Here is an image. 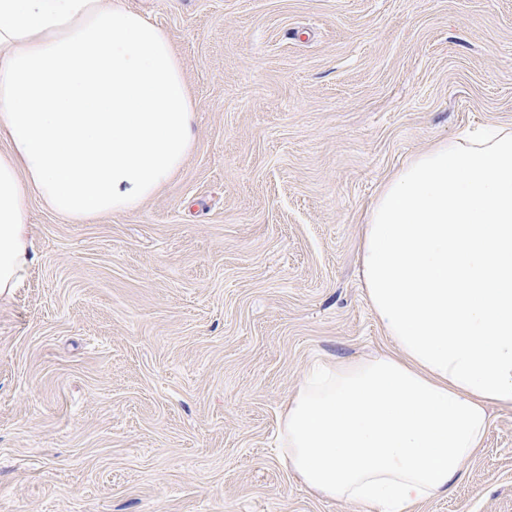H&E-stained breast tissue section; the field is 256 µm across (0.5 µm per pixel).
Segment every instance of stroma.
<instances>
[{
  "label": "stroma",
  "mask_w": 512,
  "mask_h": 512,
  "mask_svg": "<svg viewBox=\"0 0 512 512\" xmlns=\"http://www.w3.org/2000/svg\"><path fill=\"white\" fill-rule=\"evenodd\" d=\"M161 26L193 148L137 210L71 224L28 197L0 298V512H361L281 461L315 361L393 350L357 274L384 180L512 126V0H123ZM447 496L512 512V410Z\"/></svg>",
  "instance_id": "35a3bbf8"
}]
</instances>
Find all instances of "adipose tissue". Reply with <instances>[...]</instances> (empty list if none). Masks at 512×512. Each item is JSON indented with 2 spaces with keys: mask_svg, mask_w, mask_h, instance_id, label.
Returning a JSON list of instances; mask_svg holds the SVG:
<instances>
[{
  "mask_svg": "<svg viewBox=\"0 0 512 512\" xmlns=\"http://www.w3.org/2000/svg\"><path fill=\"white\" fill-rule=\"evenodd\" d=\"M193 97L161 28L121 0H0V297L34 244L27 196L69 222L138 209L192 147ZM395 349L316 365L281 420L314 494L412 512L446 495L512 409V127L411 157L358 248Z\"/></svg>",
  "mask_w": 512,
  "mask_h": 512,
  "instance_id": "obj_1",
  "label": "adipose tissue"
}]
</instances>
